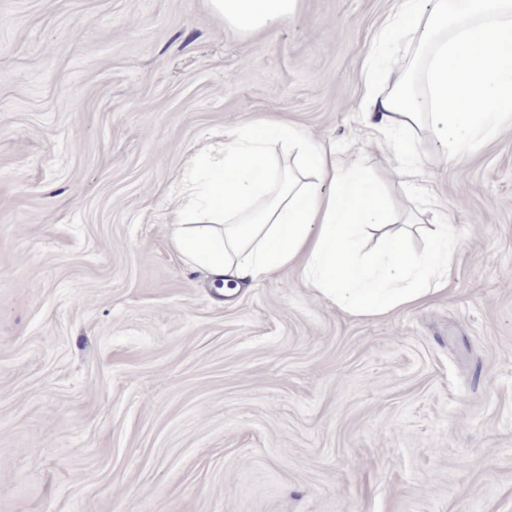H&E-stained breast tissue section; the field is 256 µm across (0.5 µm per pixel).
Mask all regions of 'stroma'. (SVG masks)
<instances>
[{"label": "stroma", "instance_id": "1", "mask_svg": "<svg viewBox=\"0 0 512 512\" xmlns=\"http://www.w3.org/2000/svg\"><path fill=\"white\" fill-rule=\"evenodd\" d=\"M392 0H0V512H512V125L423 206L363 124ZM277 120L456 232L446 291L351 316L300 269L218 295L169 233L186 158ZM466 205H459L460 192ZM297 0H209L212 12L224 25L251 36L288 18L296 10Z\"/></svg>", "mask_w": 512, "mask_h": 512}]
</instances>
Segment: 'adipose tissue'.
Listing matches in <instances>:
<instances>
[{
  "mask_svg": "<svg viewBox=\"0 0 512 512\" xmlns=\"http://www.w3.org/2000/svg\"><path fill=\"white\" fill-rule=\"evenodd\" d=\"M297 0H209L226 26L244 34L288 18ZM415 33L418 61L399 72L365 64L363 82L391 85L369 98L364 122L397 162L410 189L423 176L420 156L394 133L420 132L449 159L468 156L512 123V0H394L377 42ZM466 65H458L460 55ZM290 162L270 163L274 149ZM224 179L208 190L184 185L170 227L176 248L232 294L301 264L324 298L360 316L395 310L439 291L456 252L453 227L434 225V247L414 255L386 230L380 194L360 166L347 164L330 142L313 141L290 126L276 140L228 131L222 143ZM370 231L383 251L360 256L355 241Z\"/></svg>",
  "mask_w": 512,
  "mask_h": 512,
  "instance_id": "1",
  "label": "adipose tissue"
}]
</instances>
